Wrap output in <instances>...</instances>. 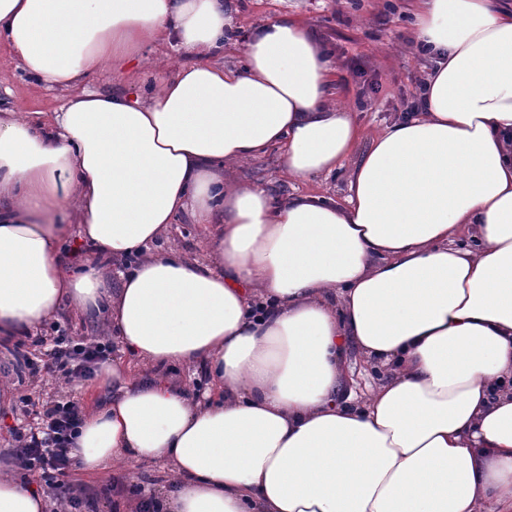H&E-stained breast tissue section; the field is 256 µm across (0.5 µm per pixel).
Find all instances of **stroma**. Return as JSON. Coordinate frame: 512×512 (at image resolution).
<instances>
[{
  "mask_svg": "<svg viewBox=\"0 0 512 512\" xmlns=\"http://www.w3.org/2000/svg\"><path fill=\"white\" fill-rule=\"evenodd\" d=\"M239 10L233 16V38L244 42L248 33L261 22L278 14L295 16L315 32L336 66L337 91L349 100L361 129L360 149L390 125L412 100L428 67L419 56L411 34L414 0H237ZM175 53L168 47H156L148 53L144 68L123 73L104 72L90 81L92 89L102 93L140 95L149 90L155 78L171 73ZM65 100L64 92L36 83L17 66L9 50L0 46V107L15 112H55ZM355 164L347 158L328 179L284 177L277 154L243 166L230 168V177L266 186L279 196L319 190L336 198L348 192V175ZM0 378L9 379L11 389L0 403V470L24 476L5 447L11 431L24 423L18 401L26 395L35 400L70 399L76 388L51 380L18 375L12 357L0 348ZM163 482L159 469L115 464L109 477L70 472L65 484L71 490L93 492L108 479Z\"/></svg>",
  "mask_w": 512,
  "mask_h": 512,
  "instance_id": "stroma-1",
  "label": "stroma"
}]
</instances>
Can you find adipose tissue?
<instances>
[{"label": "adipose tissue", "instance_id": "1", "mask_svg": "<svg viewBox=\"0 0 512 512\" xmlns=\"http://www.w3.org/2000/svg\"><path fill=\"white\" fill-rule=\"evenodd\" d=\"M229 26L224 0H0V45L69 93L43 121L0 110V342L65 306L105 319L141 370L102 364L72 457L163 464L158 512H512V11L420 0L427 110L341 201L225 176L272 151L329 175L360 141L307 27L262 22L227 69ZM162 44L194 60L147 100L87 90ZM181 215L207 261L150 252ZM351 343L385 371L356 403ZM51 507L0 473V512Z\"/></svg>", "mask_w": 512, "mask_h": 512}]
</instances>
